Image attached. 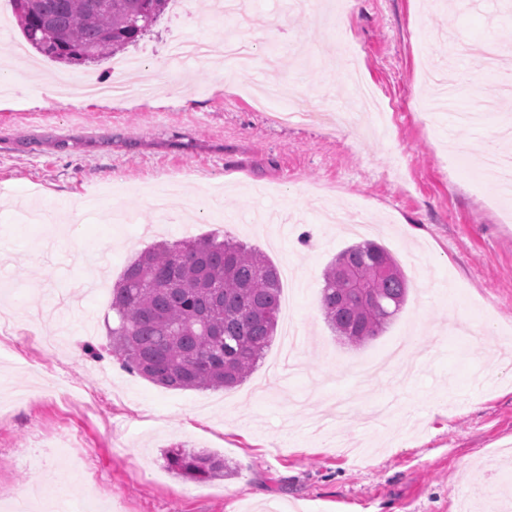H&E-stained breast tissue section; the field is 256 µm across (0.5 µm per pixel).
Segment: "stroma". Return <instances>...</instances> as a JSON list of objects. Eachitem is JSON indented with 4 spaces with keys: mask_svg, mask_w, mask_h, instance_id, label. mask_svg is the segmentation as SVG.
Listing matches in <instances>:
<instances>
[{
    "mask_svg": "<svg viewBox=\"0 0 512 512\" xmlns=\"http://www.w3.org/2000/svg\"><path fill=\"white\" fill-rule=\"evenodd\" d=\"M224 0L195 17L165 12L126 55L132 93L108 106H65L58 63L12 58L17 91L0 108V308L20 330L28 312L71 296L59 349L19 359L0 344V482L10 512L32 479L65 489L39 512H77L89 488L65 448L34 442L36 424L79 430L112 491L100 512H474L512 486V200L482 174L488 147L512 157L500 73L460 45L496 40L512 57L503 0H345L318 22L286 0ZM255 47L224 68L229 29ZM205 42L204 64L173 66L172 39ZM387 103L374 132L335 122L356 112L343 67ZM294 88L309 127L256 108L249 92ZM231 238L286 275L281 303L303 335L297 374L255 371L227 389L173 390L122 369L108 326L112 294L79 290L88 270L115 284L154 244ZM384 246L410 281L406 304L363 346L339 339L321 310L322 272L346 246ZM53 335L54 324L36 327ZM182 444L222 456L225 477L187 481L165 454Z\"/></svg>",
    "mask_w": 512,
    "mask_h": 512,
    "instance_id": "stroma-1",
    "label": "stroma"
}]
</instances>
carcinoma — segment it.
I'll list each match as a JSON object with an SVG mask.
<instances>
[{
  "mask_svg": "<svg viewBox=\"0 0 512 512\" xmlns=\"http://www.w3.org/2000/svg\"><path fill=\"white\" fill-rule=\"evenodd\" d=\"M26 41L42 56L81 65L137 43L169 0H11ZM321 308L335 335L362 346L406 302L410 281L381 245L342 250L323 270ZM281 278L260 251L232 239L160 243L132 261L112 289V354L161 386L232 388L254 371L276 330ZM175 474L207 481L224 458L177 447Z\"/></svg>",
  "mask_w": 512,
  "mask_h": 512,
  "instance_id": "1",
  "label": "carcinoma"
}]
</instances>
